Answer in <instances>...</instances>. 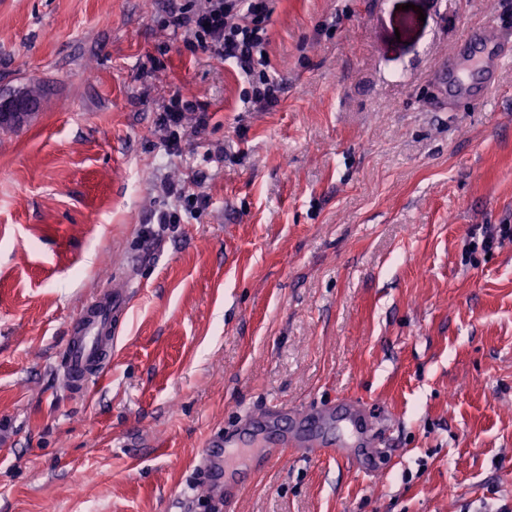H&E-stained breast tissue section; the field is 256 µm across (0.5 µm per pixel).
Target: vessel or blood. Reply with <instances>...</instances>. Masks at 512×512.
I'll return each mask as SVG.
<instances>
[{
	"mask_svg": "<svg viewBox=\"0 0 512 512\" xmlns=\"http://www.w3.org/2000/svg\"><path fill=\"white\" fill-rule=\"evenodd\" d=\"M478 38L475 50L445 58L435 69L438 80L451 96L484 100L495 87V69L512 62V53L506 49L507 44L512 43L511 32L498 31L491 37L482 32ZM133 296V289L128 287L99 291L69 323L58 363L73 393L85 392L110 365L119 328ZM338 415L355 423L368 418L362 405L344 399L336 409L322 412L291 411L273 403L260 414L246 416L245 424L254 434L265 436L268 443L259 457L261 465L280 460L290 452L299 456L332 455L349 460L353 457V447L362 444V435L337 443L315 437L325 420ZM239 443L237 435L228 433L209 441L202 451V460L215 480L223 481L224 498L228 501L238 496L237 486L231 479L234 463L229 451Z\"/></svg>",
	"mask_w": 512,
	"mask_h": 512,
	"instance_id": "obj_1",
	"label": "vessel or blood"
}]
</instances>
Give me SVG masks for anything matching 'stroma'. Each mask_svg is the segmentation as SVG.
Segmentation results:
<instances>
[{
  "label": "stroma",
  "instance_id": "stroma-1",
  "mask_svg": "<svg viewBox=\"0 0 512 512\" xmlns=\"http://www.w3.org/2000/svg\"><path fill=\"white\" fill-rule=\"evenodd\" d=\"M413 9H406V2ZM164 0H0V512H215L202 449L271 402L392 420L376 472L251 474L230 512H512V63L483 102L433 78L512 0H278V104L162 29ZM207 126L178 155L162 104ZM203 207L155 239L166 183ZM134 281L83 396L51 361L91 293ZM28 93L38 97L40 89L37 87L25 88ZM24 93L16 94L0 102V126L19 127L38 108V99ZM162 109L163 125L169 131L166 146L170 150L178 149L189 132L199 133L208 124L209 115L205 107L179 92L173 94Z\"/></svg>",
  "mask_w": 512,
  "mask_h": 512
}]
</instances>
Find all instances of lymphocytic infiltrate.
<instances>
[{"mask_svg": "<svg viewBox=\"0 0 512 512\" xmlns=\"http://www.w3.org/2000/svg\"><path fill=\"white\" fill-rule=\"evenodd\" d=\"M276 0H166L162 23L173 34L193 40L222 62L235 65L247 78L250 94L243 102L267 110L278 101L282 82L271 70L268 23ZM209 120L204 106L173 94L163 106L168 149L187 134L199 133Z\"/></svg>", "mask_w": 512, "mask_h": 512, "instance_id": "1", "label": "lymphocytic infiltrate"}]
</instances>
